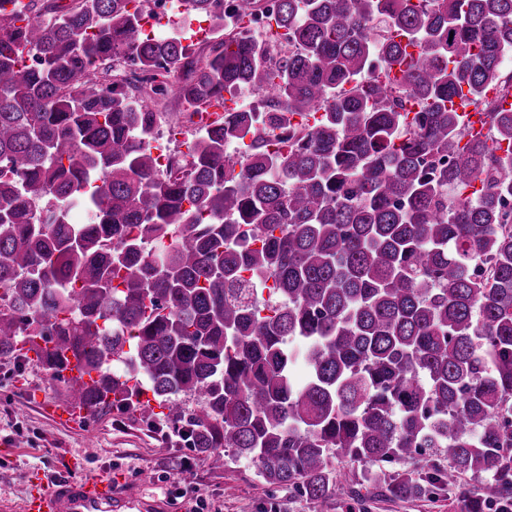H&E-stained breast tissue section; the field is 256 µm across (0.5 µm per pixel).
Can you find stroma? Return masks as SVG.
<instances>
[{
	"label": "stroma",
	"instance_id": "1",
	"mask_svg": "<svg viewBox=\"0 0 512 512\" xmlns=\"http://www.w3.org/2000/svg\"><path fill=\"white\" fill-rule=\"evenodd\" d=\"M64 386L37 363L19 369L13 360L0 359V504L9 512H18L34 476L70 474L74 462L118 477L129 496L158 500V512H185L199 498L210 512H358L345 495L314 502L293 489L269 486L248 459L206 460L138 411H114L77 426L59 422L44 406ZM186 464L188 482L173 483Z\"/></svg>",
	"mask_w": 512,
	"mask_h": 512
}]
</instances>
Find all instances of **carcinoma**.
Segmentation results:
<instances>
[{"label": "carcinoma", "instance_id": "carcinoma-1", "mask_svg": "<svg viewBox=\"0 0 512 512\" xmlns=\"http://www.w3.org/2000/svg\"><path fill=\"white\" fill-rule=\"evenodd\" d=\"M183 4L218 37L153 39L142 0H0V357H74L97 379L65 397L94 415L136 410L145 379L205 459L312 501L448 487L512 512V111L482 98L512 89V0H279L269 57L220 0ZM129 56L184 79H121ZM244 87L267 123L217 113L165 166L137 136L161 101Z\"/></svg>", "mask_w": 512, "mask_h": 512}]
</instances>
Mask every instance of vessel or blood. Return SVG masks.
Segmentation results:
<instances>
[{"instance_id": "obj_1", "label": "vessel or blood", "mask_w": 512, "mask_h": 512, "mask_svg": "<svg viewBox=\"0 0 512 512\" xmlns=\"http://www.w3.org/2000/svg\"><path fill=\"white\" fill-rule=\"evenodd\" d=\"M138 506L112 478L73 475L56 478L49 486L35 485L22 512H134Z\"/></svg>"}]
</instances>
